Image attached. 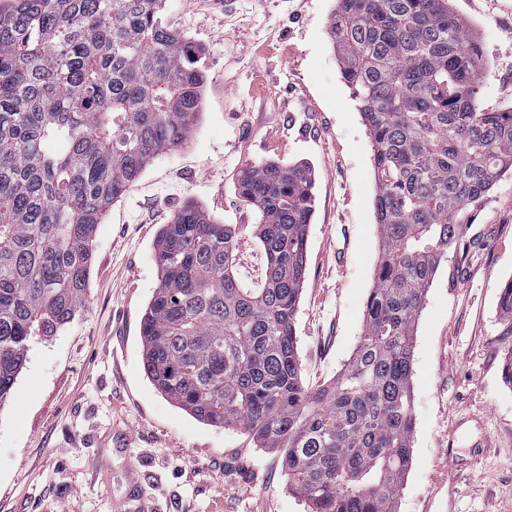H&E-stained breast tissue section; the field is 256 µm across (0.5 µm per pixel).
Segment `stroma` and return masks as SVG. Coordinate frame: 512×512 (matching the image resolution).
<instances>
[{
  "mask_svg": "<svg viewBox=\"0 0 512 512\" xmlns=\"http://www.w3.org/2000/svg\"><path fill=\"white\" fill-rule=\"evenodd\" d=\"M336 0H167L202 48L207 82L188 140L152 160L93 241L87 304L34 341L0 405V512H307L282 451L176 407L142 367L159 285L153 241L185 202L256 223L235 187L268 160L308 162L315 211L296 318L306 385L357 348L379 239L370 134L329 34ZM483 52L477 104L512 107V0H451ZM457 253L414 330L412 459L397 512H512V384L500 314L512 279V171L466 206ZM456 469H449L448 459Z\"/></svg>",
  "mask_w": 512,
  "mask_h": 512,
  "instance_id": "1",
  "label": "stroma"
}]
</instances>
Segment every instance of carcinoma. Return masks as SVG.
<instances>
[{
  "label": "carcinoma",
  "mask_w": 512,
  "mask_h": 512,
  "mask_svg": "<svg viewBox=\"0 0 512 512\" xmlns=\"http://www.w3.org/2000/svg\"><path fill=\"white\" fill-rule=\"evenodd\" d=\"M450 0H336L330 34L370 132L379 253L364 328L327 386L304 384L295 329L314 183L304 164L241 170L261 282L238 233L183 205L154 240L147 378L182 410L283 449L310 512H396L412 457L414 327L468 223L512 168V109L476 106L480 47ZM166 0H13L0 10V405L29 343L83 309L98 224L201 113L199 50ZM499 305L512 324V280ZM239 241V270L243 276L256 277L261 273V252L257 243L243 233Z\"/></svg>",
  "instance_id": "1"
}]
</instances>
